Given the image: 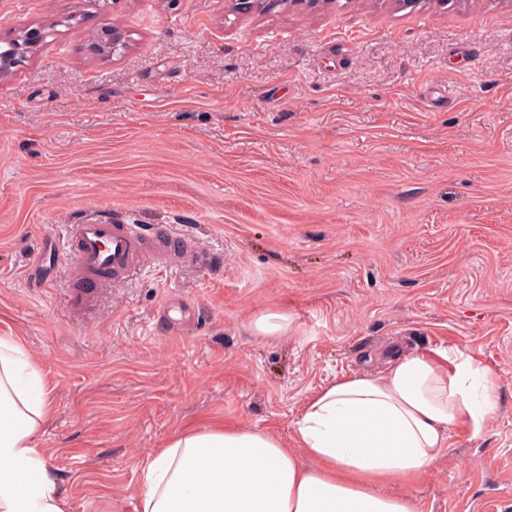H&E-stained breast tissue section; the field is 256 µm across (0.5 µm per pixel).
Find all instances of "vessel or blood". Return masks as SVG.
I'll return each mask as SVG.
<instances>
[{
	"mask_svg": "<svg viewBox=\"0 0 512 512\" xmlns=\"http://www.w3.org/2000/svg\"><path fill=\"white\" fill-rule=\"evenodd\" d=\"M67 246L75 252L68 277L77 303L88 304L94 288L120 281L145 263L204 265L211 257L193 238L172 226L145 229L136 224L89 220L66 228Z\"/></svg>",
	"mask_w": 512,
	"mask_h": 512,
	"instance_id": "obj_1",
	"label": "vessel or blood"
}]
</instances>
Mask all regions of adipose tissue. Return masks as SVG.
<instances>
[{
    "label": "adipose tissue",
    "mask_w": 512,
    "mask_h": 512,
    "mask_svg": "<svg viewBox=\"0 0 512 512\" xmlns=\"http://www.w3.org/2000/svg\"><path fill=\"white\" fill-rule=\"evenodd\" d=\"M48 396L20 344L0 336V512H66L35 446ZM494 408L490 371L476 357L404 355L379 375H344L315 393L294 423L297 449L239 427L176 432L143 465L140 512H416L378 484L419 478L453 429L479 437Z\"/></svg>",
    "instance_id": "1"
}]
</instances>
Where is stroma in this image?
Wrapping results in <instances>:
<instances>
[{
	"label": "stroma",
	"mask_w": 512,
	"mask_h": 512,
	"mask_svg": "<svg viewBox=\"0 0 512 512\" xmlns=\"http://www.w3.org/2000/svg\"><path fill=\"white\" fill-rule=\"evenodd\" d=\"M118 27L107 56L88 39ZM0 336L50 389L36 446L68 512H138L179 430L294 446L337 376L453 347L494 376L479 437L453 431L417 512H512V0H0ZM168 224L208 265H145L91 305L46 237L90 218ZM287 316L271 336L254 323ZM303 0H237V10L242 14L262 13L274 8H289L291 5L301 3Z\"/></svg>",
	"instance_id": "stroma-1"
}]
</instances>
